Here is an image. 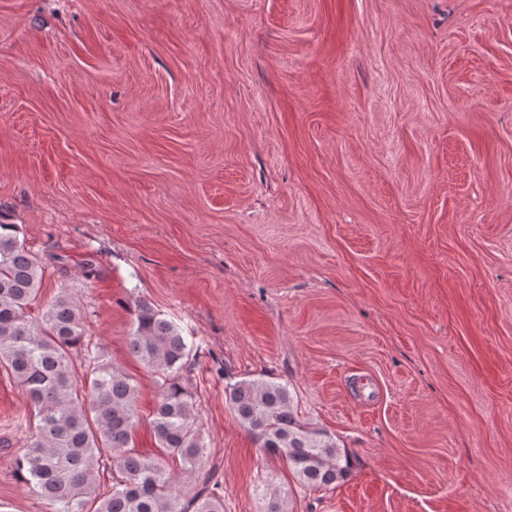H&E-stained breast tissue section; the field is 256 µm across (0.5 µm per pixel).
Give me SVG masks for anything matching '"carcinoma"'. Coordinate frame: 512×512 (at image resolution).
Returning <instances> with one entry per match:
<instances>
[{
	"label": "carcinoma",
	"mask_w": 512,
	"mask_h": 512,
	"mask_svg": "<svg viewBox=\"0 0 512 512\" xmlns=\"http://www.w3.org/2000/svg\"><path fill=\"white\" fill-rule=\"evenodd\" d=\"M44 261L0 224V368L24 390L39 426L16 456V470L55 512H88L100 469L118 472L94 512H224L218 484L206 480L187 497L168 468L179 460L195 472L204 454L188 384L190 350L180 328L150 303H138L129 352L159 377L149 427L157 454L137 451V381L85 335L82 311L69 292L32 313ZM239 423L268 452L281 456L305 489H334L352 473L350 455L324 430L300 420L288 386L264 376L225 386Z\"/></svg>",
	"instance_id": "obj_1"
}]
</instances>
